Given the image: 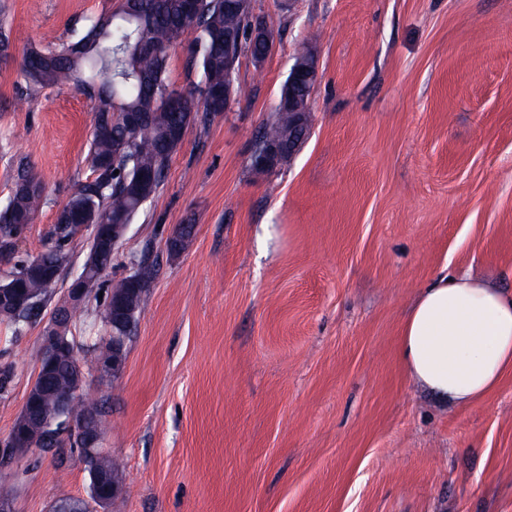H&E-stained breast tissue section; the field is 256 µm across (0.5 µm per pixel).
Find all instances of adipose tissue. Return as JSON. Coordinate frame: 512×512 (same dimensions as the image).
I'll return each instance as SVG.
<instances>
[{"instance_id":"1","label":"adipose tissue","mask_w":512,"mask_h":512,"mask_svg":"<svg viewBox=\"0 0 512 512\" xmlns=\"http://www.w3.org/2000/svg\"><path fill=\"white\" fill-rule=\"evenodd\" d=\"M399 353L411 382L440 402L486 398L512 369V293L470 274L438 277L410 307Z\"/></svg>"}]
</instances>
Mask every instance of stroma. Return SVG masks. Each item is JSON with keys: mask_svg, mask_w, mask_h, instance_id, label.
<instances>
[{"mask_svg": "<svg viewBox=\"0 0 512 512\" xmlns=\"http://www.w3.org/2000/svg\"><path fill=\"white\" fill-rule=\"evenodd\" d=\"M120 0H0V208L18 164L44 188L0 277L54 244L92 181L96 101L37 88L33 47L69 43ZM277 44L241 57L230 111L189 126L164 184L112 255L105 285L154 265L123 371L99 400L127 492L112 512H512V370L457 409L413 384L404 318L444 273L512 292V0H254ZM319 83L309 136L253 168L295 56ZM190 245L171 253L178 225ZM62 286L20 330L0 324V442L36 377ZM14 512L87 494L76 455L7 470Z\"/></svg>", "mask_w": 512, "mask_h": 512, "instance_id": "1", "label": "stroma"}]
</instances>
